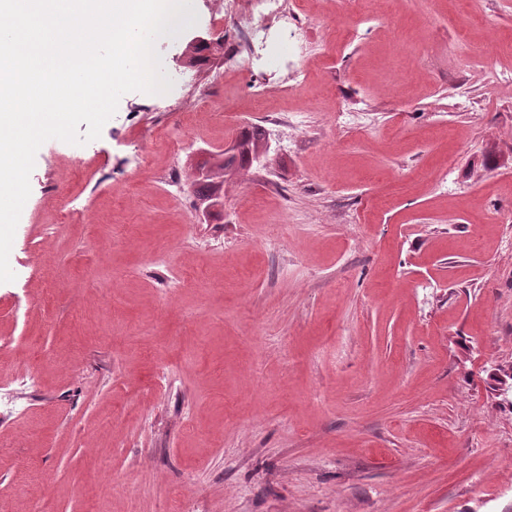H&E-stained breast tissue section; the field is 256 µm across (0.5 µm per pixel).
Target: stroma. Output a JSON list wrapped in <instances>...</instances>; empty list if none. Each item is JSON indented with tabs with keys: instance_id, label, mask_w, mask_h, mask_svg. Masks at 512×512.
<instances>
[{
	"instance_id": "obj_1",
	"label": "stroma",
	"mask_w": 512,
	"mask_h": 512,
	"mask_svg": "<svg viewBox=\"0 0 512 512\" xmlns=\"http://www.w3.org/2000/svg\"><path fill=\"white\" fill-rule=\"evenodd\" d=\"M292 2L303 62L207 52L192 115L128 92L100 138L38 149L0 283V512H512L489 378L512 362V0L369 24ZM193 4L165 69L195 36L232 49L250 8ZM255 131L269 151L238 160Z\"/></svg>"
}]
</instances>
